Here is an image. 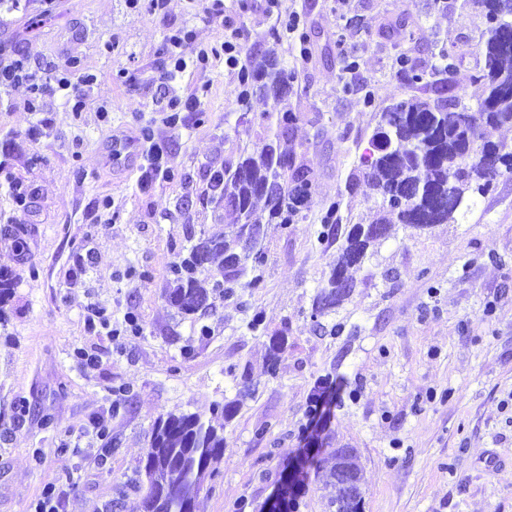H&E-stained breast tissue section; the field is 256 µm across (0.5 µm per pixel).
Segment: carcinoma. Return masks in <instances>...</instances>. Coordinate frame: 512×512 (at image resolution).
<instances>
[{
    "instance_id": "1",
    "label": "carcinoma",
    "mask_w": 512,
    "mask_h": 512,
    "mask_svg": "<svg viewBox=\"0 0 512 512\" xmlns=\"http://www.w3.org/2000/svg\"><path fill=\"white\" fill-rule=\"evenodd\" d=\"M475 2L489 23L477 76L483 85L481 102L472 110L453 100L412 98L381 112L370 152L360 158L361 174L381 202L371 223L354 224L346 232L328 279L314 299L315 311L325 314L351 293L355 288L351 270L364 263L371 247L389 237L394 225L424 229L454 224L463 207L476 204L474 195L490 192L502 170L512 172V152L502 151L487 137L488 130L512 124V37L497 22L505 0ZM293 79L272 50L238 75L241 100L257 96L266 106L258 116L265 136L262 143L224 166L219 198L231 233L195 242L187 239V256H178L171 265L166 302L181 314L206 309L212 289L260 287L256 271L266 260L269 226L288 234L311 197V174L286 148L296 121L295 113L285 107ZM217 258L218 273L209 280L199 279L198 269ZM14 288L12 272L0 270V321ZM283 345L282 336L270 337L266 374L276 375ZM234 410L229 402L215 407L214 417L207 420L185 412L159 417L137 468L140 497L129 512H195L206 477L216 472L224 457V423L217 415L227 420ZM155 488L164 490L163 500L152 497Z\"/></svg>"
}]
</instances>
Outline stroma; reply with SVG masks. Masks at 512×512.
<instances>
[{
	"instance_id": "1",
	"label": "stroma",
	"mask_w": 512,
	"mask_h": 512,
	"mask_svg": "<svg viewBox=\"0 0 512 512\" xmlns=\"http://www.w3.org/2000/svg\"><path fill=\"white\" fill-rule=\"evenodd\" d=\"M0 0V48L50 73L94 75L85 107L48 98L28 108L25 87L0 89V228L23 230L20 262L0 235V269L16 277L0 324V512H33L46 487L60 512H116L154 422L171 412L209 417L237 401L224 424V458L197 512H266L288 467L308 449H355L362 512H512V173L458 224L395 227L353 271L356 286L320 315L313 298L338 244L319 240L327 202L342 229L368 223L379 203L357 178L379 116L411 97L477 107L487 22L473 0ZM300 32L286 31L289 14ZM49 22L34 35V18ZM251 61L276 45L296 81L289 142L314 176L292 234L270 232L263 284L211 294L184 317L166 302L170 266L187 237L224 235L209 178L253 148L264 108L241 103L219 49L233 28ZM196 35L207 66L172 68L167 37ZM278 40H271V33ZM456 62L440 71V54ZM426 73L412 85L401 55ZM195 100L178 126L170 99ZM159 142L172 174L141 180L113 165V138ZM259 329H251L254 315ZM287 344L265 373L274 331ZM340 384L315 431L310 396ZM52 417L44 426V417ZM112 455L100 467L104 450Z\"/></svg>"
}]
</instances>
